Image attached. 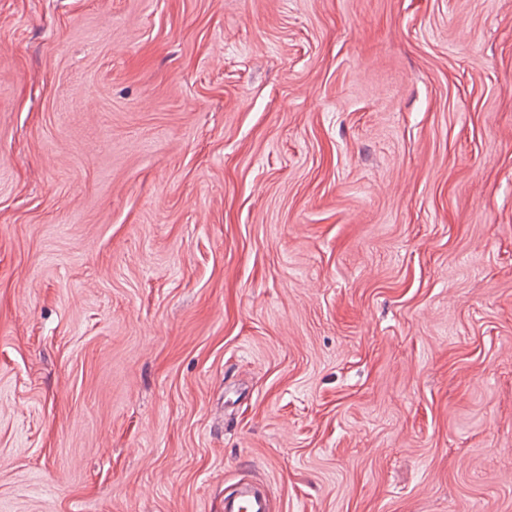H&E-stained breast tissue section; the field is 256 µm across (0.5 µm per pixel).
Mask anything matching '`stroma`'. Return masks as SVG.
<instances>
[{
    "label": "stroma",
    "mask_w": 512,
    "mask_h": 512,
    "mask_svg": "<svg viewBox=\"0 0 512 512\" xmlns=\"http://www.w3.org/2000/svg\"><path fill=\"white\" fill-rule=\"evenodd\" d=\"M512 512V0H0V512ZM267 493L253 485L242 484L235 494L224 497V512H271Z\"/></svg>",
    "instance_id": "35a3bbf8"
}]
</instances>
